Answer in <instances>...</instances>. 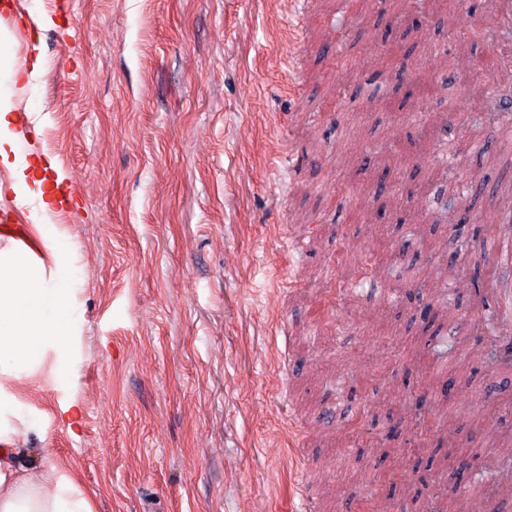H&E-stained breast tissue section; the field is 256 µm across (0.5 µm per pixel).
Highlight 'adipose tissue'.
I'll list each match as a JSON object with an SVG mask.
<instances>
[{
    "label": "adipose tissue",
    "instance_id": "obj_1",
    "mask_svg": "<svg viewBox=\"0 0 512 512\" xmlns=\"http://www.w3.org/2000/svg\"><path fill=\"white\" fill-rule=\"evenodd\" d=\"M10 96L0 95V166L8 171L15 203L28 206L30 227L44 234L59 199L46 176L55 161L29 159ZM69 267L57 247L0 250V361L39 363L48 342L65 343L72 333ZM11 428L0 427V512H91L88 499L55 468L24 464Z\"/></svg>",
    "mask_w": 512,
    "mask_h": 512
}]
</instances>
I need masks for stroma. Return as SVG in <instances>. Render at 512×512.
Segmentation results:
<instances>
[{"label": "stroma", "instance_id": "35a3bbf8", "mask_svg": "<svg viewBox=\"0 0 512 512\" xmlns=\"http://www.w3.org/2000/svg\"><path fill=\"white\" fill-rule=\"evenodd\" d=\"M342 0H14L0 19V91L26 89L21 126L56 157L65 180L57 239L72 258V334L64 373L43 365L0 378L22 417L18 443L87 492L92 512H299L296 473L309 466L318 512H340L362 483L389 494L395 512H434L462 484L431 456L454 453L470 471L512 466V367L464 344L449 364L459 398L448 447L405 425L380 424L386 404L404 408L424 376L403 357L433 332L415 317L430 300L414 283L385 328L375 300L349 305L351 273L364 255L402 249L401 266L444 261L483 275L488 223L470 225L468 247L442 224L441 197L454 181L481 186L466 210L492 214L512 190V156L484 168L512 118V96L486 78L449 81L444 99L422 112L469 115L489 94L494 116L462 125L456 144L470 165L432 167V143L402 104L414 78L439 74L452 51L438 18H427L413 50L390 64L405 79L396 110L377 111L362 67L405 30L395 0L342 17ZM342 19L338 43L296 38ZM43 72L26 82L34 58ZM291 58L317 73L295 95ZM395 144L388 183L428 221L409 235L402 215L356 208L353 169L374 147ZM302 247L285 255L283 236ZM447 238L441 255L418 238ZM339 364L342 386L327 379ZM497 398L491 412L481 393ZM74 405L70 426L61 409ZM335 416L321 423L326 408Z\"/></svg>", "mask_w": 512, "mask_h": 512}]
</instances>
